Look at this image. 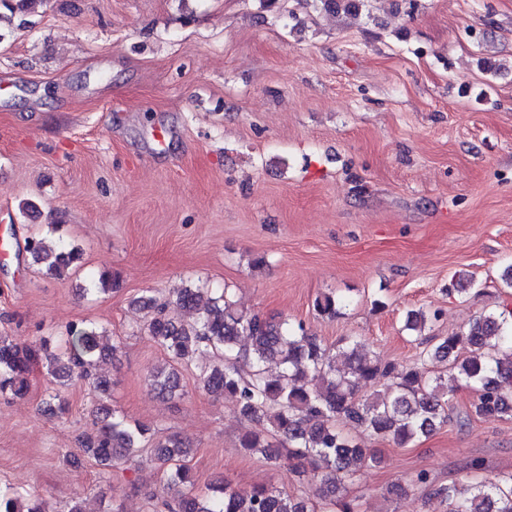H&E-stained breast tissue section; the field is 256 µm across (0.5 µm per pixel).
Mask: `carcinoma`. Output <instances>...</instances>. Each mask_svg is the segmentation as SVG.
<instances>
[{"label": "carcinoma", "instance_id": "cac0c4a2", "mask_svg": "<svg viewBox=\"0 0 512 512\" xmlns=\"http://www.w3.org/2000/svg\"><path fill=\"white\" fill-rule=\"evenodd\" d=\"M36 2L0 0L22 16L24 25L28 24L24 16ZM25 251L45 274L56 278L79 259L77 249L39 236L26 240ZM176 301L189 319L169 317L166 306L152 297L136 300L148 310L142 331L168 358V368L153 376L158 394L180 395V368L197 357H210L211 363L198 374L201 388L215 399H235L243 419L263 422L262 429L243 433L239 446L277 462L282 454L271 440L278 437L288 445V462L295 473H305L307 463H321L315 478L323 487L335 489L357 468L381 462L372 449L343 432L345 422L406 446L448 423L452 399L463 385L477 392L470 415L485 421L512 416V321L501 315L484 314L467 331L438 338L424 335L437 314L408 311L403 329L411 341L424 346L422 357L451 360L447 375L431 376L421 363L402 365L369 353L356 336L340 340L345 363L339 368L331 347L307 335L302 325L240 310L226 288L186 285L177 290ZM344 306L346 301L333 293L315 300V308L324 315L334 316ZM103 337L96 327L70 324L63 336V351L50 354L46 339L18 344L0 336V399L24 396L36 367L59 381L79 377L98 395L108 394L109 381L93 369L120 345L109 344ZM463 350L468 355L462 358ZM270 360L277 361V371L268 370ZM377 383L384 385V393L362 395ZM95 418L96 428L85 437L83 451L102 466L125 462L153 441L147 426L105 405L97 408ZM155 447L170 493V498L161 500L167 512H356L353 501L343 495L329 499L327 509L263 485L240 491L223 482L201 496L195 493L197 478L183 460V444L173 437L155 442ZM436 494L446 512H512V473L467 490L451 484ZM0 512L43 509L38 500L8 487L0 488Z\"/></svg>", "mask_w": 512, "mask_h": 512}]
</instances>
